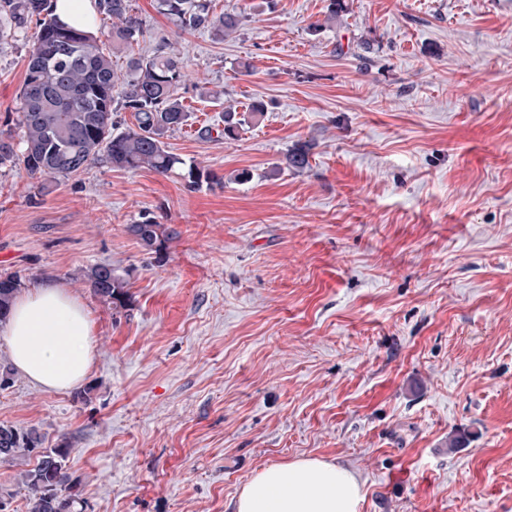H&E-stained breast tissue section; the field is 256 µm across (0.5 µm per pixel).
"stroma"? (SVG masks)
<instances>
[{
  "mask_svg": "<svg viewBox=\"0 0 512 512\" xmlns=\"http://www.w3.org/2000/svg\"><path fill=\"white\" fill-rule=\"evenodd\" d=\"M212 5L243 14L236 33L182 34L132 0L134 55L185 62L191 117L164 142L215 182L99 160L41 191L0 170V273L63 285L95 338L56 391L0 335V423L68 448L75 512H233L298 458L354 470L359 512H512V0ZM30 36L0 42V132ZM255 101L237 137L199 136ZM144 214L172 232L160 254L128 230ZM99 263L125 307L84 282ZM30 467L0 461V512H27ZM84 281L101 302L122 308L128 299L127 281L112 265L96 264L84 271Z\"/></svg>",
  "mask_w": 512,
  "mask_h": 512,
  "instance_id": "35a3bbf8",
  "label": "stroma"
}]
</instances>
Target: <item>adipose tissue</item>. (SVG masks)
I'll list each match as a JSON object with an SVG mask.
<instances>
[{
	"instance_id": "ef3b65f1",
	"label": "adipose tissue",
	"mask_w": 512,
	"mask_h": 512,
	"mask_svg": "<svg viewBox=\"0 0 512 512\" xmlns=\"http://www.w3.org/2000/svg\"><path fill=\"white\" fill-rule=\"evenodd\" d=\"M6 336L15 369L48 389L77 387L93 363L90 318L56 283L16 297ZM361 500L362 486L353 470L300 458L258 472L240 491L234 512H358Z\"/></svg>"
}]
</instances>
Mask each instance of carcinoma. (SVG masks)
Returning a JSON list of instances; mask_svg holds the SVG:
<instances>
[{"label": "carcinoma", "mask_w": 512, "mask_h": 512, "mask_svg": "<svg viewBox=\"0 0 512 512\" xmlns=\"http://www.w3.org/2000/svg\"><path fill=\"white\" fill-rule=\"evenodd\" d=\"M99 12L112 22L108 35L112 52L133 47L144 37L141 20L131 13L130 0H98ZM211 0H156L159 13L184 32L209 30L222 37L236 31L240 18L215 14ZM35 24L26 75L19 93L13 137L0 136V169L21 166L35 179H55L84 169L103 158L125 169L147 168L159 175H179L190 187L211 183L215 176L169 152L163 142L167 132L186 125L190 118L177 91L184 81L182 58L159 48L149 57L133 58L128 71L118 76L100 38L85 26L60 22L48 10V0H0V41ZM134 112V126L115 132L112 116L119 109ZM243 126L236 110L224 109L220 134L237 136ZM309 151L294 147L285 163L292 169L308 165ZM130 233L150 253H158L169 239L164 225L144 215L129 225ZM84 281L101 302L114 309L128 300L125 277L108 264L84 271ZM23 286L18 273L0 275V328ZM35 431L0 423V460L35 458L22 473L28 490V512H72L78 501V483L66 468L68 449L44 448Z\"/></svg>", "instance_id": "1"}]
</instances>
